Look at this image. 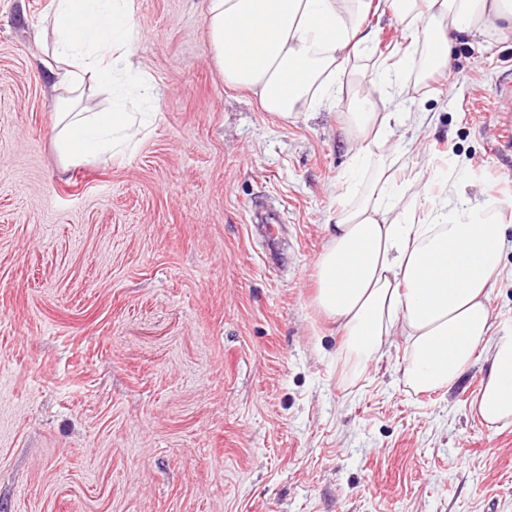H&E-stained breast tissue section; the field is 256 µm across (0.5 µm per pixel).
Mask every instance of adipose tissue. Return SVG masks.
<instances>
[{"instance_id": "adipose-tissue-1", "label": "adipose tissue", "mask_w": 512, "mask_h": 512, "mask_svg": "<svg viewBox=\"0 0 512 512\" xmlns=\"http://www.w3.org/2000/svg\"><path fill=\"white\" fill-rule=\"evenodd\" d=\"M54 55L65 66L58 99V152L75 159L121 154L139 123L119 90L135 79L153 109L149 79L130 55L134 0H51ZM390 14L425 45L426 69L447 68L456 35L484 38L512 28V0H207L205 25L225 83L248 90L282 120L345 102L352 171L361 192L346 198L315 263L317 310L336 322L343 357L363 367L381 358L390 337L405 343L402 381L411 391L451 389L490 346L491 366L474 406L483 422L512 421V333L494 336L489 308L500 275L506 227L497 209L464 202L447 210L419 171L397 182L386 157L413 58L358 66L376 39L370 12ZM114 87L112 109H73L83 77Z\"/></svg>"}]
</instances>
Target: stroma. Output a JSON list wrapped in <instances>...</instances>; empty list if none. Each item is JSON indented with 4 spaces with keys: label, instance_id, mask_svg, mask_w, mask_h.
<instances>
[{
    "label": "stroma",
    "instance_id": "35a3bbf8",
    "mask_svg": "<svg viewBox=\"0 0 512 512\" xmlns=\"http://www.w3.org/2000/svg\"><path fill=\"white\" fill-rule=\"evenodd\" d=\"M49 3L0 0V512H512V424L472 408L486 351L416 394L401 338L354 369L311 303L350 185L345 103L280 120L225 83L206 0H136L157 117L122 156L64 159ZM368 22L372 64L424 58ZM403 80L395 166L447 171L436 204L500 207L489 306L511 331L512 33Z\"/></svg>",
    "mask_w": 512,
    "mask_h": 512
}]
</instances>
